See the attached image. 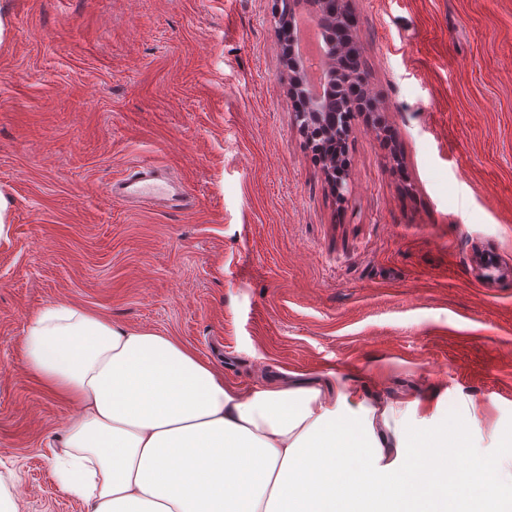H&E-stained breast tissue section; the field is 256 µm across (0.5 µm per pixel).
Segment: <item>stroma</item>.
<instances>
[{"instance_id": "stroma-1", "label": "stroma", "mask_w": 512, "mask_h": 512, "mask_svg": "<svg viewBox=\"0 0 512 512\" xmlns=\"http://www.w3.org/2000/svg\"><path fill=\"white\" fill-rule=\"evenodd\" d=\"M0 473L85 512L47 459L74 411L23 365L61 300L171 336L247 390L343 382L407 425L512 438V0H350L378 113L338 201L284 80L276 0H5ZM141 159L167 202L110 197Z\"/></svg>"}]
</instances>
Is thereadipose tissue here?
<instances>
[{
  "label": "adipose tissue",
  "instance_id": "ef3b65f1",
  "mask_svg": "<svg viewBox=\"0 0 512 512\" xmlns=\"http://www.w3.org/2000/svg\"><path fill=\"white\" fill-rule=\"evenodd\" d=\"M23 363L74 408L54 452L90 512H487L512 448L470 453L467 427L403 429L397 404L276 379L240 391L170 336L58 301L28 321Z\"/></svg>",
  "mask_w": 512,
  "mask_h": 512
}]
</instances>
